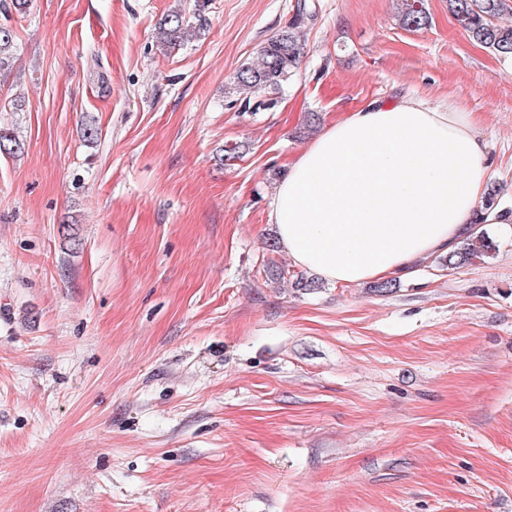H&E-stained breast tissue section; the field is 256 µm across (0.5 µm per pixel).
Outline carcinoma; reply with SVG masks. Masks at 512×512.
<instances>
[{"mask_svg": "<svg viewBox=\"0 0 512 512\" xmlns=\"http://www.w3.org/2000/svg\"><path fill=\"white\" fill-rule=\"evenodd\" d=\"M205 6L207 0H196L193 23L186 21L179 9L169 11L158 23L157 47L170 51L184 45L190 33L203 30L206 26ZM448 10L470 38L500 57L512 58V25L499 21L504 11V0H448ZM310 17L307 6L297 4L288 28L261 45L258 61L242 65L230 77L228 93L237 97L244 108H260L263 101L255 99V93L276 94L296 74L306 54L301 29L307 26ZM398 18L400 24L408 29L417 30L429 25L423 0H401ZM14 42L13 30L0 27V70L11 65ZM22 149L23 144L12 132L0 129V153L16 155ZM476 226L480 231L440 258L441 265L450 269L460 268L489 258L497 251V245L486 234L484 225L478 222Z\"/></svg>", "mask_w": 512, "mask_h": 512, "instance_id": "obj_1", "label": "carcinoma"}]
</instances>
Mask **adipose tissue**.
Masks as SVG:
<instances>
[{"label":"adipose tissue","mask_w":512,"mask_h":512,"mask_svg":"<svg viewBox=\"0 0 512 512\" xmlns=\"http://www.w3.org/2000/svg\"><path fill=\"white\" fill-rule=\"evenodd\" d=\"M487 142L470 113L402 97L329 123L276 185L269 222L293 262L349 286L412 275L453 251L484 210Z\"/></svg>","instance_id":"ef3b65f1"}]
</instances>
